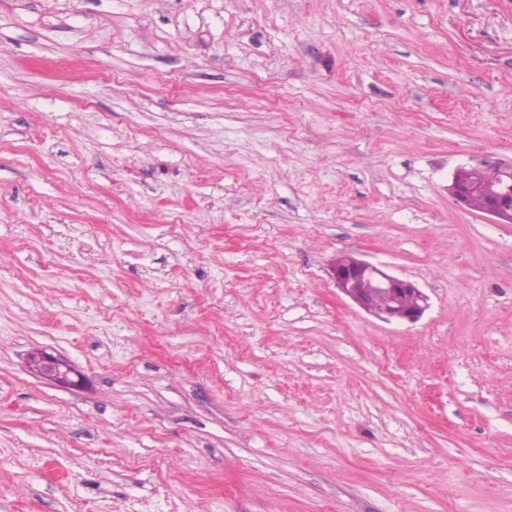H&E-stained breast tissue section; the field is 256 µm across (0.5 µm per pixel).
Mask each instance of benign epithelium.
Segmentation results:
<instances>
[{
	"label": "benign epithelium",
	"instance_id": "7a95c632",
	"mask_svg": "<svg viewBox=\"0 0 512 512\" xmlns=\"http://www.w3.org/2000/svg\"><path fill=\"white\" fill-rule=\"evenodd\" d=\"M483 163L499 167L507 175V180L486 188L488 203L485 214L497 223H512V164L487 156ZM332 278L342 293L351 298L358 306L373 313L387 322H417L428 308L427 296L411 281L398 278L382 268L348 256L346 262L332 267ZM371 285L388 293L392 297L391 306L378 310L372 306L371 295L366 285ZM28 367L39 376L60 383L69 381L72 367L63 358L46 351L33 354Z\"/></svg>",
	"mask_w": 512,
	"mask_h": 512
}]
</instances>
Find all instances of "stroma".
<instances>
[{
  "label": "stroma",
  "instance_id": "35a3bbf8",
  "mask_svg": "<svg viewBox=\"0 0 512 512\" xmlns=\"http://www.w3.org/2000/svg\"><path fill=\"white\" fill-rule=\"evenodd\" d=\"M488 155L512 0H0V512H512ZM332 278L342 293L351 298L358 306L373 313L387 322H417L428 308L427 296L411 281L387 273L381 267L348 256L346 262L336 263L332 267ZM388 293L392 297L391 306L378 310L372 306L371 295L366 285ZM382 291L372 290L373 303L382 308L388 303V296ZM412 296L416 303L408 305L407 298ZM28 367L40 377L55 380L58 383L68 382L69 375L73 371L65 359L46 351L33 354L28 360Z\"/></svg>",
  "mask_w": 512,
  "mask_h": 512
}]
</instances>
